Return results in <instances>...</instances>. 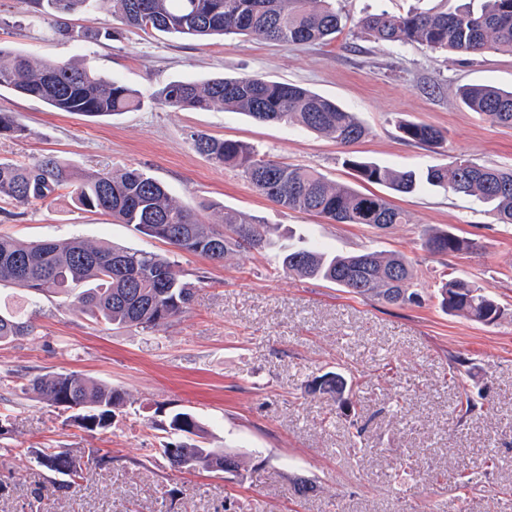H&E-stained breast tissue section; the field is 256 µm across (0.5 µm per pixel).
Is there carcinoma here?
<instances>
[{
  "label": "carcinoma",
  "instance_id": "carcinoma-1",
  "mask_svg": "<svg viewBox=\"0 0 512 512\" xmlns=\"http://www.w3.org/2000/svg\"><path fill=\"white\" fill-rule=\"evenodd\" d=\"M35 12L54 22L58 36L84 42L112 37L108 24L94 35L77 29L66 16L85 9L142 31H159L198 40L216 35H242L284 46L326 45L344 28L342 16L330 0H25ZM356 28L377 42L410 46L455 57L487 52L512 54V0H456L451 8L411 9L405 13L381 11L358 19ZM8 89L42 102L53 112L110 116L136 106L135 93L117 79L105 80L73 62H35L0 47V90ZM472 112L491 122L512 126V88L465 85L458 92ZM158 104L171 111H208L221 106L261 122L295 124L324 134L342 146L359 142L366 128L356 114L296 84L244 74L206 82L172 81L160 92ZM401 138L432 148L445 140L431 125L402 121ZM27 127L9 112L0 113V135L18 138ZM194 149L218 166L239 169L262 196L288 211L313 214L337 224H363L385 230L407 224V214L388 198L363 192L348 183L333 182L321 172L271 159L239 140L191 135ZM345 166L357 180L412 195L430 185L454 195L472 196L490 208L500 224H512V169L479 164L456 157L423 173L395 171L349 155ZM62 189L81 210L101 212L139 233L182 252L224 261L238 251L263 252L276 246L275 228L255 216L224 212L219 223L175 200L166 187L138 168L81 172L52 156L30 162L0 159V200L17 208L50 204ZM424 248L433 255L460 254L474 242L444 229H430ZM283 273L318 278L350 293L375 297L388 304L420 303L414 289L412 261L399 253L336 255L320 248L279 246ZM0 285H13L32 295L60 296L71 308L107 324L156 330L187 311L196 283L175 269L164 254L115 246H95L79 238L25 243L0 237ZM442 309L475 322L493 323L501 309L486 287L461 277L438 284ZM31 318L0 307V345L31 336ZM21 390L49 406L79 412L71 415L83 430L104 432L112 427L115 410L124 405V393L82 373L71 371L37 375ZM312 391L329 395L336 403H351L346 379L336 373L320 376ZM166 433L179 437L157 449L177 471L202 469L244 479L238 456L211 448L204 428L189 411L172 414ZM20 458L67 477L54 484L66 494L89 473L112 464L99 448H29Z\"/></svg>",
  "mask_w": 512,
  "mask_h": 512
}]
</instances>
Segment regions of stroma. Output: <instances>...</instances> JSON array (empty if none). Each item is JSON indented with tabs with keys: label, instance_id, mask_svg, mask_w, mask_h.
<instances>
[{
	"label": "stroma",
	"instance_id": "1",
	"mask_svg": "<svg viewBox=\"0 0 512 512\" xmlns=\"http://www.w3.org/2000/svg\"><path fill=\"white\" fill-rule=\"evenodd\" d=\"M348 22L328 45L282 46L238 36L206 41L145 33L85 10L74 25L111 40L70 42L21 0H0V46L32 60L76 61L137 94L114 117L52 112L0 90V112L28 133L0 136V158L56 155L71 166L137 167L193 209L217 202L261 218L285 243L340 253L401 252L415 268L418 305H389L316 279L289 276L274 254L240 251L221 263L178 251L132 225L76 209L66 196L9 215L0 235L18 240L78 237L168 254L198 279L189 309L153 333L108 325L72 311L59 297L37 299L34 335L0 346V512H512V225L496 223L472 197L428 188L393 196L408 223L384 231L291 212L259 195L232 169L192 146L206 133L246 141L281 161L352 181L348 151L397 170H425L442 155L512 168V127L491 123L458 99L469 84L512 86V55L445 54L356 35L352 24L382 10L429 9L435 0H334ZM258 74L305 86L356 113L367 129L347 148L304 128L237 112H169L158 92L175 80ZM446 134L442 149L401 139L399 121ZM473 239L462 254L433 255L425 228ZM488 287L504 315L482 324L444 312L442 276ZM354 384L350 408L309 393L324 372ZM76 371L122 389L127 404L110 430L91 434L67 412L22 393L24 377ZM482 411L462 416L461 390ZM191 410L211 447L238 454L243 480L221 472H179L159 459L155 422ZM17 448H99L110 466L73 493H54L45 472L24 468ZM493 466H486V459ZM472 476L468 495L458 475ZM307 492H297L298 483ZM41 488L42 500L32 491Z\"/></svg>",
	"mask_w": 512,
	"mask_h": 512
}]
</instances>
